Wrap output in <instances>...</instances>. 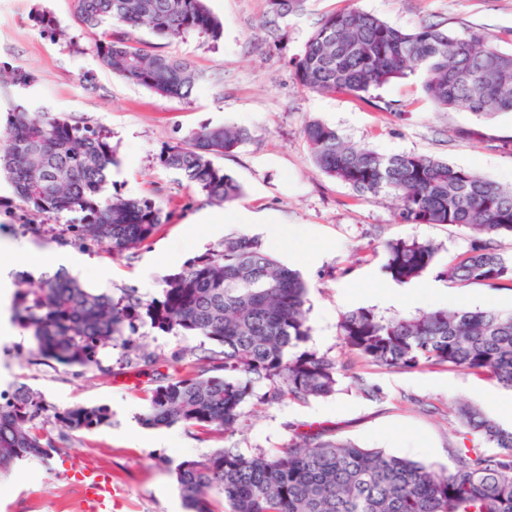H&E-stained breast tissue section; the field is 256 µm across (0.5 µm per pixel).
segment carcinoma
Returning <instances> with one entry per match:
<instances>
[{
  "instance_id": "obj_1",
  "label": "carcinoma",
  "mask_w": 512,
  "mask_h": 512,
  "mask_svg": "<svg viewBox=\"0 0 512 512\" xmlns=\"http://www.w3.org/2000/svg\"><path fill=\"white\" fill-rule=\"evenodd\" d=\"M73 2L99 62L162 98H188L203 74L182 57L146 49L131 31L165 38L198 32L213 41L223 33L206 0ZM303 2L268 5L282 17ZM412 77L422 80L426 97L440 109L484 116L512 112V54L482 28L455 32L422 23L403 30L350 8L322 22L295 64L300 86L364 102L375 99L376 89ZM31 82L21 69L0 70V92ZM303 135L318 169L366 199L393 197L399 222L467 231L466 254L440 270L431 243H385L383 270L392 281L408 283L434 272L460 284H512V255L494 245L496 236L512 237V187L426 154L380 155L320 121L307 123ZM250 138L241 127H203L161 151L158 162L197 186L209 202L225 205L239 199L242 188L213 157L234 152ZM115 163L101 131L48 112L31 113L21 104L0 132V169L25 210L49 217L81 212V222L66 231L83 244L118 253L151 239L166 215L151 198L107 192L108 168ZM307 292L298 272L245 235L224 239L222 248L168 278L163 299L146 305L144 315L164 332L203 336L219 350L199 357L180 377H160L142 423L227 434L255 397L271 404L334 394L345 367L305 348L311 336ZM20 295L16 321L32 331L38 354L67 366L98 363L99 347L121 339L125 326L142 315L137 300L97 294L58 271ZM338 330L348 352L368 364L394 370L448 366L512 390V316L495 309L383 317L359 308L340 317ZM263 382L268 390L259 396L255 387ZM19 404L26 414L18 413ZM44 411L40 397L24 387L0 405L1 470L20 459L50 457L52 442L35 424ZM453 416L482 445L458 450L448 469L361 448L321 430L298 433L288 447L268 454L246 457L235 448H217L183 461L176 467L179 494L187 512H512V430L469 401L458 402ZM110 419L103 406H76L58 415L75 432Z\"/></svg>"
}]
</instances>
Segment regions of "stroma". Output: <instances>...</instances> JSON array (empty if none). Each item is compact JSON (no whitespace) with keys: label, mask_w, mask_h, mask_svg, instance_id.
<instances>
[{"label":"stroma","mask_w":512,"mask_h":512,"mask_svg":"<svg viewBox=\"0 0 512 512\" xmlns=\"http://www.w3.org/2000/svg\"><path fill=\"white\" fill-rule=\"evenodd\" d=\"M207 5L223 24L220 40L189 34L166 41L144 29L135 33L152 50L182 56L205 75L189 98L166 99L99 63L89 49L90 35L75 20L73 0H0V65L34 77L30 86L0 94V128L21 104L105 131L117 159L108 170L110 191L155 198L167 213L166 224L141 246L119 253L87 249L90 262L77 273L85 287L115 299H158L166 280L192 260L221 248L225 238L248 235L307 283L312 328L307 347L348 364L350 375L326 398L252 403L238 429L227 435L181 424L149 428L140 418L156 377L209 349L205 338L165 333L149 320H137L127 333L135 350L114 341L101 348L97 365L80 367L40 356L27 330L0 335V392L25 386L38 393L46 406L38 424L54 446L49 460H22L0 470V512H83L73 475L87 466L111 470L122 490L115 512H185L175 476L182 461L225 447L253 456L287 446L294 430L318 426L362 448L447 467L464 445L450 413L453 402L470 400L495 419L501 406L512 402V391L492 379L443 366L380 368L345 351L337 324L346 311L411 315L438 308L439 289L455 308L512 313V288L492 290L428 274L384 300L385 242L433 243L443 266L467 251L469 239L453 225L399 223L392 198L358 197L320 171L303 137L304 126L317 120L378 154H427L512 185V112L481 118L437 109L416 78L378 90L381 101L397 106L388 112L341 93L306 90L294 78L309 35L327 16L350 6L402 29L423 23L455 31L481 27L510 53L512 0H305L302 10L283 18L270 13L267 0H207ZM38 11L55 18L61 37L33 25L31 15ZM224 125L246 128L251 138L214 162L241 185L237 207L262 221L218 231L196 221L198 215L217 213V206L158 166L156 157L195 129ZM80 219L77 212L50 218L25 212L0 175V248L14 247L17 266L30 260L20 250L27 244L37 250L45 272H52L53 251L71 245L63 235L66 225ZM275 224L287 226L289 246L270 235ZM145 353L155 357L154 365L143 363ZM355 374L377 388L378 396L361 393L351 380ZM79 405L106 406L112 417L90 432L63 430L57 414Z\"/></svg>","instance_id":"stroma-1"}]
</instances>
